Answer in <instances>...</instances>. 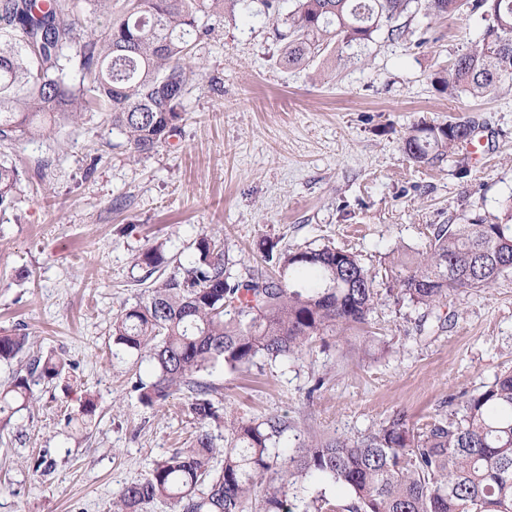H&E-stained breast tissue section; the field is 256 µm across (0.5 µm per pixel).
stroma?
Returning <instances> with one entry per match:
<instances>
[{
  "mask_svg": "<svg viewBox=\"0 0 512 512\" xmlns=\"http://www.w3.org/2000/svg\"><path fill=\"white\" fill-rule=\"evenodd\" d=\"M260 8L252 0L210 17L185 116L151 154L131 155L101 113L0 145V159L23 173L14 203L0 209V332L28 334V355L64 364L34 382L33 406L0 426V512H112L123 486L201 430L189 389L143 406L134 385L150 365L113 343L120 308L148 294L134 259L156 244L163 277L205 234L223 242L241 279L257 270L263 239L348 250L375 275L365 329L315 341L295 359L202 374L225 419L290 423L270 449L279 458L294 436L354 440L399 413L424 428L449 396L512 371V275L452 293L435 316L398 301L391 278L394 258H413L433 225L500 213L512 196V89L451 98L431 83L479 39L481 23L414 10L403 17L407 38L381 34L362 55L328 50L290 68L275 30L293 2L280 0L271 17ZM462 114L480 124L481 163L464 151L433 167L407 159L412 126ZM460 162L470 169L463 180ZM28 355L0 363V384ZM88 398L95 412L85 418ZM39 459L46 472H34Z\"/></svg>",
  "mask_w": 512,
  "mask_h": 512,
  "instance_id": "35a3bbf8",
  "label": "stroma"
}]
</instances>
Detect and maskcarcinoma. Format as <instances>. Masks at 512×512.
<instances>
[{"label": "carcinoma", "mask_w": 512, "mask_h": 512, "mask_svg": "<svg viewBox=\"0 0 512 512\" xmlns=\"http://www.w3.org/2000/svg\"><path fill=\"white\" fill-rule=\"evenodd\" d=\"M425 2L427 14L467 12L483 25L482 39L458 54L449 72L434 73L435 89L473 97L512 86V0H294L284 62L302 67L333 45L365 48L382 31L400 38V18ZM240 0H126L117 20L84 30L68 0H0V142L43 138L58 120L78 121L96 112L111 117L135 156L166 142L183 119L182 101L194 70L193 49L211 8ZM79 60V80L64 76L63 62ZM476 131V121L412 127L402 140L407 157L432 167L456 155ZM20 171L0 160V208L11 205ZM271 272L239 279L228 271L224 246L196 242L195 255L152 284L148 297L123 307L112 323L115 344L148 357L153 377L135 385L139 402L161 406L183 385L194 391L191 411L203 423L224 425L210 385L199 373L222 365L242 372L262 357H297L326 336H342L368 323L378 304L375 276L358 255L329 245L276 249L258 246ZM418 258L398 270L403 298L433 314L448 294L493 285L512 272V196L504 214L472 213L458 224L432 228ZM162 246L139 253L135 265L152 275L163 263ZM30 336L0 334V362L17 358ZM64 365L53 356L30 360L0 386V415L34 402V378L52 379ZM288 430L269 416L233 420L224 447L207 430L189 448L156 463L140 480L121 488L113 512H142L161 503L171 512H252L254 487L270 473L262 512H291L288 495L308 477L347 489L355 512H512V372L485 389L448 398V413L418 433L401 414L356 440L313 439L288 462L269 453ZM219 470L211 469L215 456ZM303 512H340L324 496Z\"/></svg>", "instance_id": "carcinoma-1"}]
</instances>
